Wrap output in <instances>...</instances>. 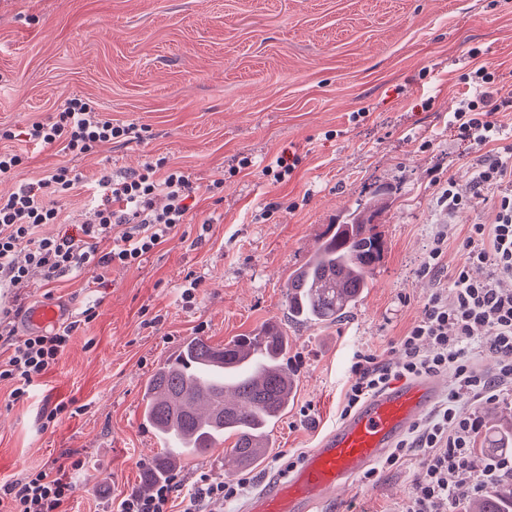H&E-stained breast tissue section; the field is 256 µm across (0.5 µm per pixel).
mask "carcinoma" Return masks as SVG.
Here are the masks:
<instances>
[{
	"instance_id": "obj_1",
	"label": "carcinoma",
	"mask_w": 512,
	"mask_h": 512,
	"mask_svg": "<svg viewBox=\"0 0 512 512\" xmlns=\"http://www.w3.org/2000/svg\"><path fill=\"white\" fill-rule=\"evenodd\" d=\"M381 205L374 200L347 224L328 226L307 261L288 277V317L308 324L334 322L370 287L384 243L374 232ZM288 334L266 324L222 347L199 336L185 342L149 379L144 422L164 448L143 472L144 488L172 478L186 453H204L235 437L230 457L239 467L256 466L268 452V426L288 412L293 378L285 363ZM493 447L512 448V430L493 424ZM465 512H512V483L464 499Z\"/></svg>"
}]
</instances>
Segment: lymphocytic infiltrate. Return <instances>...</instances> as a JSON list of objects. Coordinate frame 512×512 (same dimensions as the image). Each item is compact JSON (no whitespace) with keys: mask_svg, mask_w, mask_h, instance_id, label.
<instances>
[{"mask_svg":"<svg viewBox=\"0 0 512 512\" xmlns=\"http://www.w3.org/2000/svg\"><path fill=\"white\" fill-rule=\"evenodd\" d=\"M463 80L474 94L462 98L453 114L459 138L479 146L499 141L500 125L480 109L493 94L494 73L479 66ZM146 133V127L112 121L89 101L73 97L49 120L32 121L21 130L0 128V141L56 147L77 157L115 142L145 139ZM84 181L79 169L61 165L0 195V288L12 293L0 304V348L6 353L0 359V383L10 385L16 402L31 398L38 382L58 365L74 332L96 317L89 306L67 324L19 335L25 299L18 286L33 281L47 285L81 270L93 271L95 284H103L111 270L140 265L170 239L197 204L189 175L160 158L119 179L102 175L95 183L94 220L82 225L76 236L61 227L60 202ZM159 194L167 199L160 209L153 204ZM496 206L495 224L469 225L460 243L463 261L451 270L442 264L448 235H435L424 269L447 271L450 286L430 297L421 320L400 337L397 361L383 362L363 352L352 356L341 410L345 416L393 379L448 371L454 376L446 399L384 459L388 469L415 450L427 455L404 512H453L464 497L485 492L512 475V456L506 455L472 472L470 457L480 422L459 412L461 401L496 399L512 385V291L498 286L501 278L512 277V191L499 194ZM49 225L56 226V233H46ZM484 266L489 269L485 278L470 276V268ZM486 331L493 337L490 349L498 362L493 376L476 370L467 355ZM82 466V460L64 457L24 478L1 483L0 512H63L77 490L73 473Z\"/></svg>","mask_w":512,"mask_h":512,"instance_id":"lymphocytic-infiltrate-1","label":"lymphocytic infiltrate"}]
</instances>
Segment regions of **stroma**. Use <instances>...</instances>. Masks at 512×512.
<instances>
[{
  "label": "stroma",
  "mask_w": 512,
  "mask_h": 512,
  "mask_svg": "<svg viewBox=\"0 0 512 512\" xmlns=\"http://www.w3.org/2000/svg\"><path fill=\"white\" fill-rule=\"evenodd\" d=\"M512 93V0H0V126L21 128L80 96L114 120L148 126L146 139L72 157L19 141L25 169L0 176V194L61 165L89 182L119 178L150 158L190 175L198 205L175 237L142 263L88 288L90 271L26 289L27 305L75 315L95 304L32 398L12 402L0 385V483L64 455L83 460L67 512H115L141 491L144 466L161 451L143 425V391L185 340L216 345L267 322L288 334L294 400L269 428L261 466L226 465L233 439L174 472L172 512L205 474L244 484L207 512H240L280 466L299 460L339 423L353 353L394 359L444 282L424 272L433 235L448 225V266L462 263L468 225L492 224L497 190L452 214L437 192L448 178L468 190L482 153L449 128L473 65ZM251 165L238 169L241 158ZM299 163L278 182L265 168ZM222 189L209 191L213 179ZM385 206L375 230L385 244L371 288L338 321L290 320L289 274L327 225L349 220L374 194ZM202 284L181 299L187 275ZM73 412L44 427L59 402ZM412 456L374 482L338 490L328 512H402L419 467Z\"/></svg>",
  "instance_id": "1"
}]
</instances>
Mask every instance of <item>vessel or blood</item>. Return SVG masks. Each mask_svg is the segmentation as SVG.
Here are the masks:
<instances>
[{"instance_id":"vessel-or-blood-1","label":"vessel or blood","mask_w":512,"mask_h":512,"mask_svg":"<svg viewBox=\"0 0 512 512\" xmlns=\"http://www.w3.org/2000/svg\"><path fill=\"white\" fill-rule=\"evenodd\" d=\"M442 380L417 377L381 390L343 419L244 512H320L336 489L381 460L438 401Z\"/></svg>"}]
</instances>
